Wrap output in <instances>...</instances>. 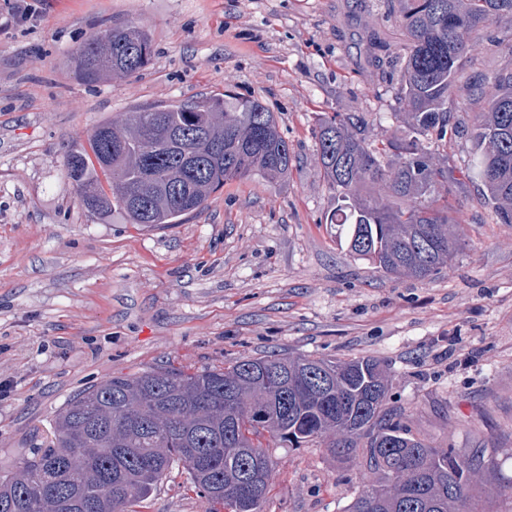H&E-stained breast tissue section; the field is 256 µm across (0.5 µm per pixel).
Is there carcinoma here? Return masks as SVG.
I'll return each mask as SVG.
<instances>
[{"label": "carcinoma", "mask_w": 512, "mask_h": 512, "mask_svg": "<svg viewBox=\"0 0 512 512\" xmlns=\"http://www.w3.org/2000/svg\"><path fill=\"white\" fill-rule=\"evenodd\" d=\"M398 41L366 32V57L399 64L397 128L372 140L365 112L324 113L313 135L318 164L336 209L326 223L336 242L390 278L427 279L447 266L463 245L450 216L448 192L458 183L448 167V131H458L453 92L482 39L499 37L493 24L512 22V0H388ZM153 53L147 31L125 25L97 34L77 51L75 68L88 82L132 76ZM478 106L468 133L475 152L463 177L477 181L500 223L512 224V70L467 83ZM200 134L224 144L202 159L203 169L178 157L162 131ZM292 155L277 117L255 98L224 95L152 109L133 108L120 122L97 124L86 142L73 143L66 174L78 190L97 189L87 211L106 218L120 212L128 224H177L201 209L229 182L275 180ZM153 184L149 208L132 199ZM288 371V391L259 371ZM336 373L327 390L313 387L307 367ZM389 377L373 358L329 360L271 353L242 356L224 367L189 372L156 367L112 376L74 396L56 415L50 443L0 474V512H130L176 465L197 493L226 512H264L278 462L273 448L324 449L354 463L363 480L346 512H476L473 482L502 483L496 449L462 453L437 448L391 400ZM185 448L206 456L199 469ZM258 475L256 492L229 500L224 490L242 474Z\"/></svg>", "instance_id": "carcinoma-1"}]
</instances>
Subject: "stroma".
<instances>
[{
    "label": "stroma",
    "mask_w": 512,
    "mask_h": 512,
    "mask_svg": "<svg viewBox=\"0 0 512 512\" xmlns=\"http://www.w3.org/2000/svg\"><path fill=\"white\" fill-rule=\"evenodd\" d=\"M0 0V472L49 437L58 410L102 379L189 371L249 355L378 359L414 429L439 448H496L512 478V224L474 184L448 196L468 246L431 279H389L341 248L312 130L365 112L395 129L396 83L371 76L366 21L386 0ZM133 24L152 37L137 75L96 83L74 57ZM258 98L288 139L287 175L236 181L180 223L86 212L66 150L134 107L223 93ZM264 512H345L355 465L280 448ZM176 466L136 512H210Z\"/></svg>",
    "instance_id": "1"
}]
</instances>
